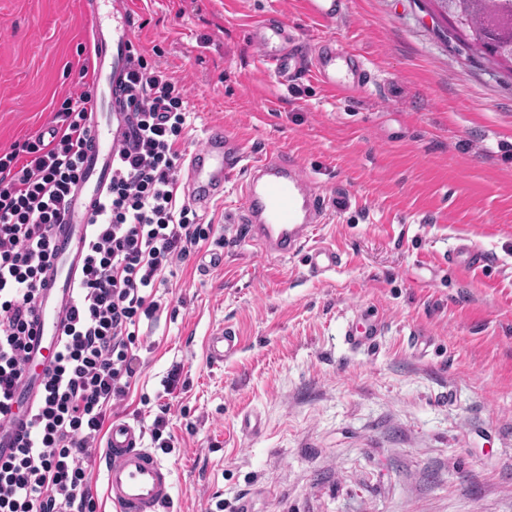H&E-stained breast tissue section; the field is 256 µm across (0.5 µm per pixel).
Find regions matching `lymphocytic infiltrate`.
<instances>
[{"instance_id":"lymphocytic-infiltrate-1","label":"lymphocytic infiltrate","mask_w":512,"mask_h":512,"mask_svg":"<svg viewBox=\"0 0 512 512\" xmlns=\"http://www.w3.org/2000/svg\"><path fill=\"white\" fill-rule=\"evenodd\" d=\"M123 93L133 136L118 148L111 185L96 205L42 400L29 412L21 446L0 455V512H96L89 465L137 373L140 323L159 311L156 290L172 267L215 235L178 199L186 89L136 56ZM90 103L86 89L67 96L50 136L0 148V421L13 413L32 349L31 319L55 254L50 228L62 223L81 177Z\"/></svg>"}]
</instances>
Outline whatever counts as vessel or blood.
<instances>
[{
    "instance_id": "obj_1",
    "label": "vessel or blood",
    "mask_w": 512,
    "mask_h": 512,
    "mask_svg": "<svg viewBox=\"0 0 512 512\" xmlns=\"http://www.w3.org/2000/svg\"><path fill=\"white\" fill-rule=\"evenodd\" d=\"M346 0H303L305 12L319 20L333 22L345 13ZM91 54L95 70L94 108L90 114V139L84 148L81 178L65 203V220L55 225V257L48 270L43 292L37 302L32 330L34 346L43 356L36 371L26 373L16 393L17 405L31 407L41 397L40 382L52 356L46 346L61 334L72 291L81 274L89 224L94 207L112 180V160L130 131L122 86L131 65L136 17L131 0H112L109 14L91 17ZM264 62L280 83L311 72L327 89L343 95L365 88L371 75L359 55L337 52L323 44L312 60L302 51L286 26L265 24L254 38ZM244 174L239 204L241 223L249 237L268 257L305 254L311 273L320 275L339 266L340 254L331 246L313 243L312 236L324 212V200L312 179L293 160L279 153L248 160L234 137L212 130L201 151L188 161L187 177L191 198L205 205L224 188L225 180ZM449 258L460 267L478 269L488 263L486 252L467 242L458 243ZM382 325H348L345 342L352 350L376 352ZM240 340L234 331L213 332L206 341V355L212 364L234 354ZM24 434V419L17 416L0 424V449L17 447ZM94 465L103 476L104 496L115 512H163L171 499L173 473L144 445V431L134 422L113 420Z\"/></svg>"
}]
</instances>
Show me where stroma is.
<instances>
[{
	"label": "stroma",
	"instance_id": "35a3bbf8",
	"mask_svg": "<svg viewBox=\"0 0 512 512\" xmlns=\"http://www.w3.org/2000/svg\"><path fill=\"white\" fill-rule=\"evenodd\" d=\"M89 2L0 0L1 147L79 92ZM348 2L323 23L300 0H132L134 48L188 92L182 155L221 127L249 160L293 159L324 199L317 240L341 254L321 275L264 256L237 177L199 208L224 242L158 288L112 412L148 429L168 405L172 512H512V76L445 42L429 0ZM262 22L357 53L371 82L347 97L309 74L280 84L251 41ZM462 239L484 270L449 264ZM364 309L384 325L373 356L344 341ZM222 328L242 343L214 365L203 340Z\"/></svg>",
	"mask_w": 512,
	"mask_h": 512
}]
</instances>
